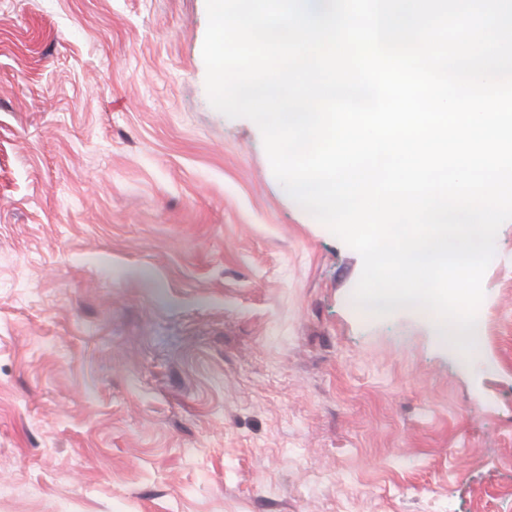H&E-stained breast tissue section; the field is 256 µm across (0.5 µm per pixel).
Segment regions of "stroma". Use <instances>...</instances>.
<instances>
[{
	"instance_id": "obj_1",
	"label": "stroma",
	"mask_w": 512,
	"mask_h": 512,
	"mask_svg": "<svg viewBox=\"0 0 512 512\" xmlns=\"http://www.w3.org/2000/svg\"><path fill=\"white\" fill-rule=\"evenodd\" d=\"M206 0H0V512H512V220L479 362L210 103Z\"/></svg>"
}]
</instances>
